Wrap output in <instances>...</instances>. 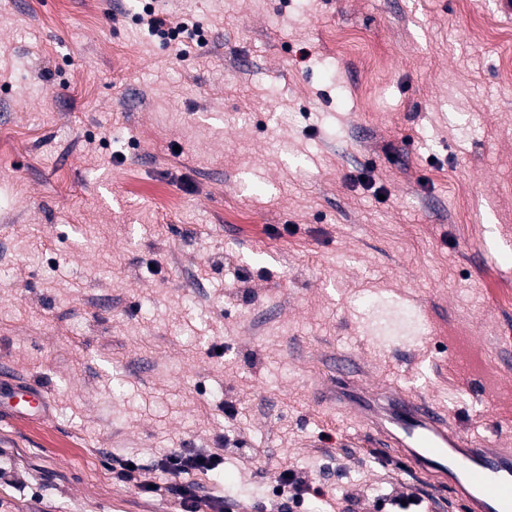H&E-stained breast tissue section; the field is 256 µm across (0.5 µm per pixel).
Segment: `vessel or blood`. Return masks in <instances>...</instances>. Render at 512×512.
I'll list each match as a JSON object with an SVG mask.
<instances>
[{
    "instance_id": "b4317fda",
    "label": "vessel or blood",
    "mask_w": 512,
    "mask_h": 512,
    "mask_svg": "<svg viewBox=\"0 0 512 512\" xmlns=\"http://www.w3.org/2000/svg\"><path fill=\"white\" fill-rule=\"evenodd\" d=\"M336 402L361 419L386 447L399 449L409 470L451 486L467 512H512V448H482L452 429L439 409L389 387L337 383ZM14 419L44 417L48 393L0 381V408Z\"/></svg>"
}]
</instances>
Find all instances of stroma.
<instances>
[{
  "instance_id": "35a3bbf8",
  "label": "stroma",
  "mask_w": 512,
  "mask_h": 512,
  "mask_svg": "<svg viewBox=\"0 0 512 512\" xmlns=\"http://www.w3.org/2000/svg\"><path fill=\"white\" fill-rule=\"evenodd\" d=\"M154 6L204 44L135 0H0V379L53 404L0 423V512H170L183 448L223 455L182 478L220 512H276L286 469L321 491L293 512H463L324 393L345 355L512 446V44L469 35L512 7ZM142 7V12L139 14V21L145 25L150 33L158 36L162 40L170 44L179 45L182 39L187 37L190 39L196 38L197 41H204L205 37L199 26L192 24L189 29L187 22L181 21L173 23L160 15L159 11L152 6L149 1ZM221 464L222 458L216 453L205 454L185 448L164 456L157 465L174 478H180L191 471L211 472Z\"/></svg>"
}]
</instances>
